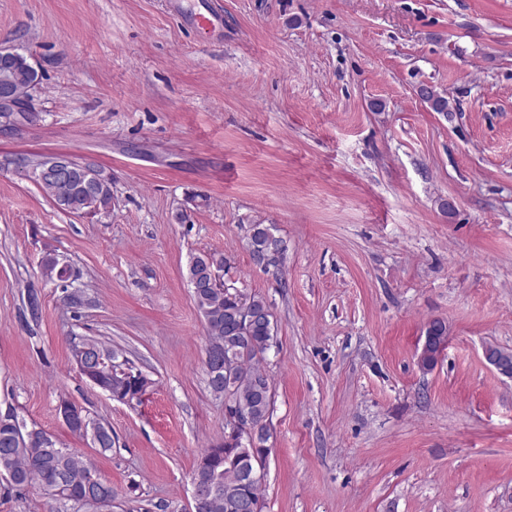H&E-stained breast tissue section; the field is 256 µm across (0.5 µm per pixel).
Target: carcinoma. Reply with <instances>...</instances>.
<instances>
[{
	"label": "carcinoma",
	"mask_w": 512,
	"mask_h": 512,
	"mask_svg": "<svg viewBox=\"0 0 512 512\" xmlns=\"http://www.w3.org/2000/svg\"><path fill=\"white\" fill-rule=\"evenodd\" d=\"M17 64L13 79L19 104H24L31 84L38 83L37 69L29 68L31 56L17 52ZM421 99L435 112L449 110L448 98L432 86L420 88ZM41 154L5 155L0 167L36 164ZM101 181L92 184L81 173L69 182H61L51 176L36 180L37 185L60 210L74 209L88 214L112 212L114 194L112 173L96 165ZM252 257L263 254L267 265L280 262L285 253L284 241L276 236L271 225L255 224L250 236ZM228 267L224 254L203 252L191 257L187 278L193 298L205 323V355L218 354L223 358L224 373L219 381L209 380L211 392L224 398L228 411L224 413V441L201 452L194 474L217 471L223 477L218 493L204 500L198 512H240L249 501L263 502V483L250 482L244 473L250 469L267 468L270 451L267 429L272 411L270 376L265 368L266 354L274 340V327L263 321V315L272 314L266 301L256 295H248L232 285H215L210 282L208 272L215 266ZM41 274L59 284L62 281L55 255L46 254L41 261ZM425 335L429 336V348L421 352L419 367L428 371L436 364L434 353L448 340V326L442 319L429 322ZM95 357L101 359V373H112V395L121 394V376L109 365L119 360V353L93 339L88 340ZM245 414L260 425V433L252 439L231 434L235 415ZM16 429L0 427V477L8 480L13 488L36 486L50 501L52 512H103L97 489L89 485L90 480L103 489L109 498H116L112 484L102 479L92 462L83 454L62 446L56 438L46 443L41 440L45 431L36 429L19 443Z\"/></svg>",
	"instance_id": "carcinoma-1"
}]
</instances>
